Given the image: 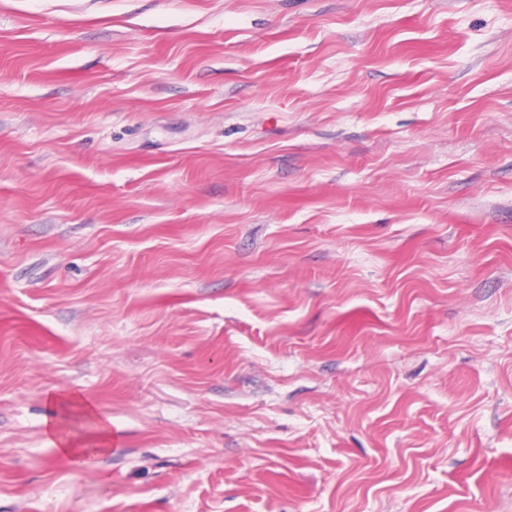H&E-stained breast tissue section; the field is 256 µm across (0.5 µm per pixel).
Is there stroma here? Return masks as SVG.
Segmentation results:
<instances>
[{"label":"stroma","mask_w":512,"mask_h":512,"mask_svg":"<svg viewBox=\"0 0 512 512\" xmlns=\"http://www.w3.org/2000/svg\"><path fill=\"white\" fill-rule=\"evenodd\" d=\"M0 512H512V0H0ZM52 403H55L54 399ZM63 403H66L79 418L88 421L84 433L74 429L71 417L57 415L56 407ZM45 423L50 444L55 448L57 455L72 467L90 464L94 458L107 452L112 445L111 421L99 417L80 397L72 396L67 401L54 404L52 416L50 419L47 418Z\"/></svg>","instance_id":"obj_1"}]
</instances>
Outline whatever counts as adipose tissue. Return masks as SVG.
Here are the masks:
<instances>
[{
    "instance_id": "obj_1",
    "label": "adipose tissue",
    "mask_w": 512,
    "mask_h": 512,
    "mask_svg": "<svg viewBox=\"0 0 512 512\" xmlns=\"http://www.w3.org/2000/svg\"><path fill=\"white\" fill-rule=\"evenodd\" d=\"M70 416L47 419V433L57 455L71 466H85L107 452L112 445L110 421L104 420L81 398L71 397Z\"/></svg>"
}]
</instances>
